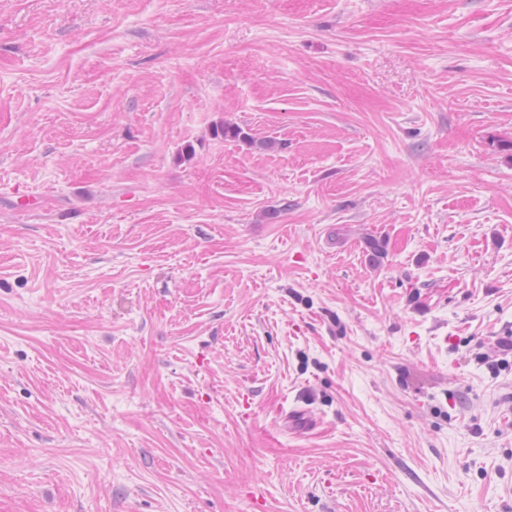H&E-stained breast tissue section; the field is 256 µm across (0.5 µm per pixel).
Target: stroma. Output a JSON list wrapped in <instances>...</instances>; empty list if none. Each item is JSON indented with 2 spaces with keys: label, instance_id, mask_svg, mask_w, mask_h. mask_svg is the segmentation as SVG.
<instances>
[{
  "label": "stroma",
  "instance_id": "stroma-1",
  "mask_svg": "<svg viewBox=\"0 0 512 512\" xmlns=\"http://www.w3.org/2000/svg\"><path fill=\"white\" fill-rule=\"evenodd\" d=\"M505 336L512 0H0V512H512ZM512 353V336L508 339L499 340L494 347H488L486 350L477 352L475 359L478 363L487 365L491 370L499 369L502 366L503 361H506L504 357L498 358L501 355H508Z\"/></svg>",
  "mask_w": 512,
  "mask_h": 512
}]
</instances>
